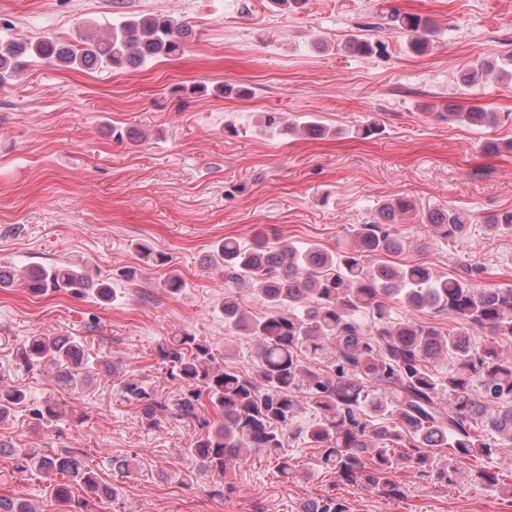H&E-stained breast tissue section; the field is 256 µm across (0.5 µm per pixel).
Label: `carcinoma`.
<instances>
[{"label": "carcinoma", "instance_id": "cac0c4a2", "mask_svg": "<svg viewBox=\"0 0 512 512\" xmlns=\"http://www.w3.org/2000/svg\"><path fill=\"white\" fill-rule=\"evenodd\" d=\"M388 25L409 38V48L420 53L431 44L432 21L419 14L392 8ZM192 35L189 26L169 14L151 12L124 17L108 33L82 34L73 42L46 37L36 43L12 40L0 49V89L13 84L28 60L76 69L121 71L144 68L164 57H178ZM348 52L368 56L373 43L351 33L344 41ZM494 74L512 83L508 64L479 57L458 73L466 88ZM448 123L473 127L498 124L496 112L480 107L448 105L438 113ZM261 127L267 135L319 138L329 129L317 118L286 122L279 112H265ZM423 217L425 222L453 238L470 223L468 214L454 208L420 212L414 200H385L367 224L349 230L348 250L327 251L316 244L271 246L255 237L248 247L226 237L213 245L210 265L224 273L235 288L251 290L268 309L262 317L247 313L234 293L224 294V325L256 341L255 379L220 363L210 344L186 330H178L157 348L169 376L181 384L172 406L158 400L144 382L122 380L124 398L138 404L143 422L154 428L158 413L169 407L181 419L194 422L200 433L185 454L200 476L209 481L208 493L222 498L236 486L232 470L250 454L275 458L280 476L296 473L285 451L286 438H301L319 449L318 466L335 475L336 483L360 485L389 497L403 496L391 479L398 468L411 467L430 484L447 488L461 464L490 457L512 447V358L503 357L493 341L472 345L471 332L512 337V287L487 289L476 283L477 266L461 273H439L423 263L394 264L385 257L402 249L392 225ZM483 223L492 233L512 230V210L490 212ZM135 249L151 265L168 269L159 287L180 295L185 280L171 269L172 257L146 243ZM135 271L113 274L112 280L93 282L87 269L69 263L32 267L23 279L30 292L46 295L66 292L80 297L92 291L108 303L116 295L111 281L132 280ZM411 309L448 313L458 326L443 331L430 324L392 317L388 300ZM331 353L332 365L321 369L312 360ZM447 354L454 360L448 380L441 381L427 367L428 360ZM20 364L53 371L56 382L81 389L96 367H110L105 355L91 359L81 336L28 337L17 352ZM448 392V403L441 394ZM218 410L215 423L203 413V399ZM28 401L21 386H0V421ZM314 414L307 427L294 422L301 405ZM34 419L58 417L50 400L30 409ZM435 448H448L441 456ZM9 453L21 472L34 471L49 480L56 500L66 512H77L71 486L85 487L95 496L116 498L117 489L100 482L82 453L64 450L32 454L17 448ZM0 512H34L24 500L0 496ZM300 512H349L334 494L303 505Z\"/></svg>", "mask_w": 512, "mask_h": 512}]
</instances>
